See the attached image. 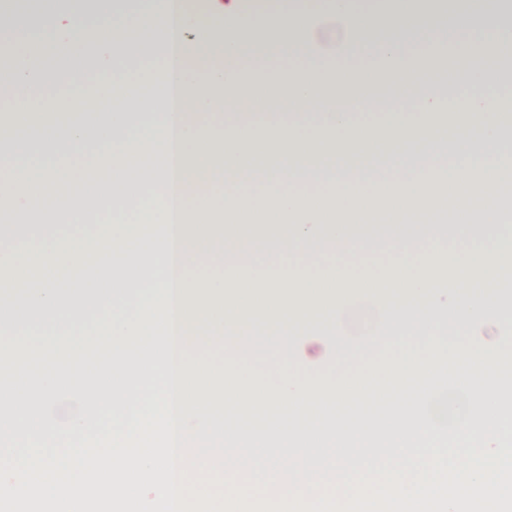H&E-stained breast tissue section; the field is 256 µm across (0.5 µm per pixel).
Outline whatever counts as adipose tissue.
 I'll return each instance as SVG.
<instances>
[{
    "mask_svg": "<svg viewBox=\"0 0 512 512\" xmlns=\"http://www.w3.org/2000/svg\"><path fill=\"white\" fill-rule=\"evenodd\" d=\"M438 0H207L206 11L185 0H85L81 12L67 4L27 26L0 12V86L14 96L0 113L10 134V159L0 161V202L25 213L34 194H50L107 163L109 177L88 192L58 198L57 213L87 214L105 201L112 218L104 240L178 243L191 253L239 258L243 240L262 246L265 215L279 223L289 249L342 250L367 246L368 225L393 231L392 245L413 251L420 224H437L455 236L492 235L512 223V113L500 111L496 92L512 88V11L455 12L432 47H418ZM397 31L373 43L378 28ZM137 30V41L125 39ZM453 44L445 53L444 44ZM257 55V82L246 81L239 58L245 45ZM271 45L301 47L311 61L304 73L267 68ZM64 60V72L46 67L45 52ZM370 52L368 63L340 70L335 60ZM189 59L176 75L187 89L192 119L180 120L170 99L153 95L160 71L174 57ZM468 59L463 69L449 58ZM113 67L112 82L76 88L77 80ZM74 85L65 101L34 98L58 82ZM257 112H288L274 135L250 133L232 119L241 98ZM380 98L390 119L384 127L355 121L357 107ZM98 107L93 122L86 104ZM224 113V133L204 134L199 112ZM320 127L299 133L300 116ZM52 148L43 151L41 143ZM401 169L405 178L374 192L378 167ZM322 177L323 195L283 194L282 183ZM267 186L263 195L234 193L241 183ZM224 185L215 198V185ZM315 291V323L332 326L354 298L377 299L384 324L365 345L400 336L444 333V259L422 258L412 268L392 265L382 276H354L328 268ZM444 384V360L401 359L388 369L385 387L405 388L389 405L390 429L378 430L365 395L357 397L358 458L381 456L420 466L443 451V436L427 427L421 402Z\"/></svg>",
    "mask_w": 512,
    "mask_h": 512,
    "instance_id": "ef3b65f1",
    "label": "adipose tissue"
}]
</instances>
